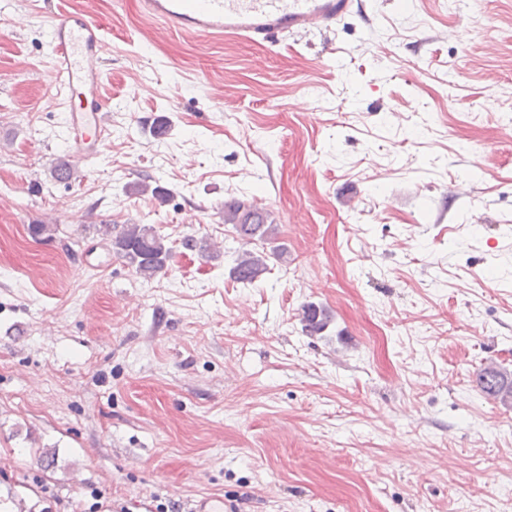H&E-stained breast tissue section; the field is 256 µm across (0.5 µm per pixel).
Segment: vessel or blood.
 <instances>
[{
    "instance_id": "1",
    "label": "vessel or blood",
    "mask_w": 512,
    "mask_h": 512,
    "mask_svg": "<svg viewBox=\"0 0 512 512\" xmlns=\"http://www.w3.org/2000/svg\"><path fill=\"white\" fill-rule=\"evenodd\" d=\"M143 14L163 29L207 38L271 42L332 31L357 0H142ZM51 82L66 112L74 156L95 163L107 145L112 102L102 92L103 28L87 12L51 11L46 23Z\"/></svg>"
}]
</instances>
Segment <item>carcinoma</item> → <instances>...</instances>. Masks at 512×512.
Wrapping results in <instances>:
<instances>
[{
    "instance_id": "cac0c4a2",
    "label": "carcinoma",
    "mask_w": 512,
    "mask_h": 512,
    "mask_svg": "<svg viewBox=\"0 0 512 512\" xmlns=\"http://www.w3.org/2000/svg\"><path fill=\"white\" fill-rule=\"evenodd\" d=\"M224 223L230 224L236 238L244 244L256 241H270L274 226L270 213L249 200H233L224 203ZM112 250L125 258L135 273L144 279H151L163 271L172 257V247L152 224H125L119 233L112 236ZM267 271V255L244 250L234 258L231 267L233 278L244 285H252ZM326 311L309 303L302 315L303 332L309 336L323 334L329 326ZM481 391L512 406V372L499 366H487L477 375Z\"/></svg>"
}]
</instances>
